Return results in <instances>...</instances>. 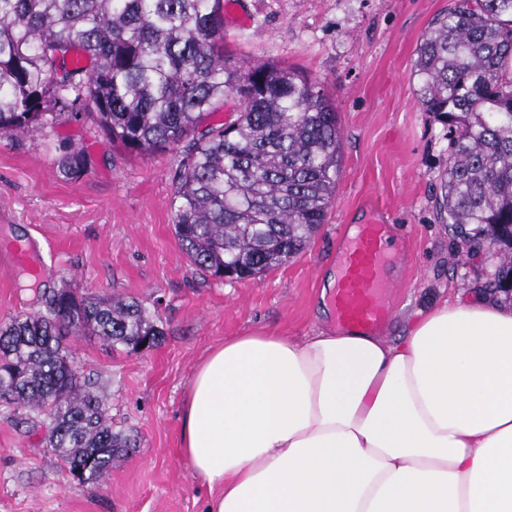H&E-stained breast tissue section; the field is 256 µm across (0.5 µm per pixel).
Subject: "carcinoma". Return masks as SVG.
Returning a JSON list of instances; mask_svg holds the SVG:
<instances>
[{
    "mask_svg": "<svg viewBox=\"0 0 512 512\" xmlns=\"http://www.w3.org/2000/svg\"><path fill=\"white\" fill-rule=\"evenodd\" d=\"M511 65L512 0H459L423 35L414 75L420 108L455 131L436 214L475 248H498L494 286L512 289ZM233 98V119L207 123ZM81 119L140 155L188 139L173 174L174 233L220 280L286 264L334 201L336 109L293 69L224 57V0H0V135ZM59 149L66 177L88 171L85 149ZM35 294L39 307L0 323V399L94 490L138 437L113 428L63 337L139 353L162 340L161 317L135 298Z\"/></svg>",
    "mask_w": 512,
    "mask_h": 512,
    "instance_id": "cac0c4a2",
    "label": "carcinoma"
}]
</instances>
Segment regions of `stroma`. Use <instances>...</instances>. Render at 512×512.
I'll return each mask as SVG.
<instances>
[{
	"mask_svg": "<svg viewBox=\"0 0 512 512\" xmlns=\"http://www.w3.org/2000/svg\"><path fill=\"white\" fill-rule=\"evenodd\" d=\"M224 43L235 62L300 72L334 104L341 164L326 222L308 247L257 279L222 281L189 262L173 233L172 171L179 145L137 155L90 122L54 135L0 136V322L27 311L33 294L4 246L31 243L41 287L131 296L158 305L164 336L137 354L96 336H68L79 370L97 374L115 428L140 446L113 461L97 491L79 485L0 405V512H203L209 496L184 458L182 408L200 359L225 338L264 331L299 341L336 325L322 290L338 269L352 225L374 218L400 244L387 269L380 336L403 340L410 320L444 300L484 291L496 250L472 251L439 223L433 199L448 163V126L420 110L415 51L452 0H235ZM91 156L88 174H60L58 144Z\"/></svg>",
	"mask_w": 512,
	"mask_h": 512,
	"instance_id": "1",
	"label": "stroma"
}]
</instances>
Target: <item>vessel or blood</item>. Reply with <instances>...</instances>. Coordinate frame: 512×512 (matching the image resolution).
I'll use <instances>...</instances> for the list:
<instances>
[{
  "instance_id": "vessel-or-blood-1",
  "label": "vessel or blood",
  "mask_w": 512,
  "mask_h": 512,
  "mask_svg": "<svg viewBox=\"0 0 512 512\" xmlns=\"http://www.w3.org/2000/svg\"><path fill=\"white\" fill-rule=\"evenodd\" d=\"M394 253L384 225H358L344 242L342 273L336 287V315L345 325L366 331L378 330L389 315L383 291L393 286L384 271Z\"/></svg>"
}]
</instances>
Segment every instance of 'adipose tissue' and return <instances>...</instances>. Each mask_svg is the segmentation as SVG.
<instances>
[{
    "label": "adipose tissue",
    "mask_w": 512,
    "mask_h": 512,
    "mask_svg": "<svg viewBox=\"0 0 512 512\" xmlns=\"http://www.w3.org/2000/svg\"><path fill=\"white\" fill-rule=\"evenodd\" d=\"M182 452L204 512H512V305L226 339L196 366Z\"/></svg>",
    "instance_id": "1"
}]
</instances>
